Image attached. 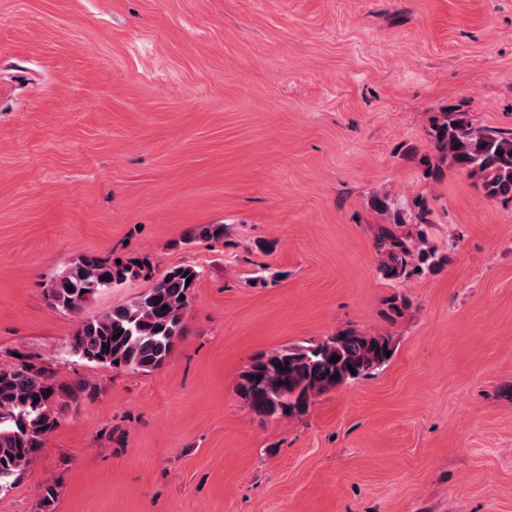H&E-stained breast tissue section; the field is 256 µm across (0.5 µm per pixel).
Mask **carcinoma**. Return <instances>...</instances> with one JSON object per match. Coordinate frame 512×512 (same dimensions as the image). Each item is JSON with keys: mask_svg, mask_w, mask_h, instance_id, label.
<instances>
[{"mask_svg": "<svg viewBox=\"0 0 512 512\" xmlns=\"http://www.w3.org/2000/svg\"><path fill=\"white\" fill-rule=\"evenodd\" d=\"M429 135L432 151L420 157L425 175L438 180L450 165L476 179L484 196L512 200V129L474 125L460 113L443 112ZM374 206L392 211L378 226L377 272L392 282L427 277L450 260L431 244L432 212L424 202L407 212L400 203L375 198ZM225 225L200 224L186 241L224 238ZM201 276L193 265H177L152 278L149 263L81 255L49 282L46 295L55 309L80 316L71 339L75 354L114 369L154 372L167 361L185 333L184 313ZM153 280L131 302L98 315L83 316L84 304L98 291L131 279ZM410 306L395 293L386 300L383 318L395 325ZM394 351L390 334L341 330L319 341L289 344L253 355L239 376L237 393L262 421L300 417L319 395L382 372ZM339 356L335 363L330 362ZM96 387L84 379L67 383L31 365L0 369V490L10 486L37 457L57 426L56 408L92 400Z\"/></svg>", "mask_w": 512, "mask_h": 512, "instance_id": "cac0c4a2", "label": "carcinoma"}]
</instances>
